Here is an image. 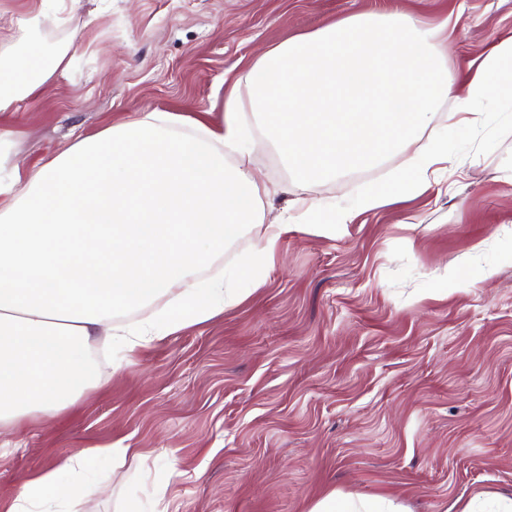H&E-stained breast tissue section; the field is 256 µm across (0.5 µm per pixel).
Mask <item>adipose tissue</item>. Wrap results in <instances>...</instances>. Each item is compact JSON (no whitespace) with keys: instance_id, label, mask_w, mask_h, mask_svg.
<instances>
[{"instance_id":"obj_1","label":"adipose tissue","mask_w":512,"mask_h":512,"mask_svg":"<svg viewBox=\"0 0 512 512\" xmlns=\"http://www.w3.org/2000/svg\"><path fill=\"white\" fill-rule=\"evenodd\" d=\"M448 22L427 26L408 13H358L276 44L258 56L224 95L217 125L149 112L77 138L67 150L26 169L22 190L0 207V428L18 430L32 412L72 405L92 379L89 341L105 332L125 353L206 322L264 284L288 225H262L266 192L242 158L243 115L260 129L289 168L308 180L377 164L425 130L437 102L454 97L449 128L482 127L474 103L512 102V31L497 35L458 81L436 42ZM68 65L66 52L44 56L29 47L0 68V112L40 94ZM237 154L228 164L227 154ZM448 157L446 137L428 138L390 181L365 192L356 208L296 203L295 223L323 236L429 187L433 167ZM262 225L246 267L232 272L247 288L195 272L245 226ZM171 293L168 307L135 323L114 314ZM132 448H94L34 474L5 512H67L99 484L92 458L111 469L134 460ZM310 512H405L388 497L329 493Z\"/></svg>"}]
</instances>
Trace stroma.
I'll list each match as a JSON object with an SVG mask.
<instances>
[{
	"mask_svg": "<svg viewBox=\"0 0 512 512\" xmlns=\"http://www.w3.org/2000/svg\"><path fill=\"white\" fill-rule=\"evenodd\" d=\"M396 9L431 26L459 14L444 55L461 79L512 29V0H0V57L32 41L71 56L0 117L9 161L39 163L147 112L219 121L225 81L260 49ZM31 13L40 23L27 32ZM246 122L268 224L286 223L300 198L354 199L410 156L305 181ZM430 182L336 235L294 229L264 286L207 322L127 356L96 336L103 357L76 404L0 435V501L68 456L109 447L140 460L99 470L104 490L80 512H309L332 491L449 512L460 498L512 494V105L493 106L482 139L450 132ZM256 243L241 231L200 281L244 265ZM458 261L461 291L438 279Z\"/></svg>",
	"mask_w": 512,
	"mask_h": 512,
	"instance_id": "stroma-1",
	"label": "stroma"
}]
</instances>
